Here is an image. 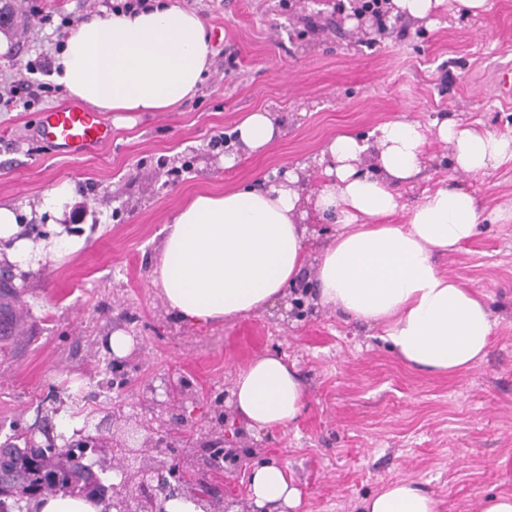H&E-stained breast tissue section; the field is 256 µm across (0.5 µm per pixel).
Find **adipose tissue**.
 I'll return each instance as SVG.
<instances>
[{
	"label": "adipose tissue",
	"mask_w": 512,
	"mask_h": 512,
	"mask_svg": "<svg viewBox=\"0 0 512 512\" xmlns=\"http://www.w3.org/2000/svg\"><path fill=\"white\" fill-rule=\"evenodd\" d=\"M213 54L204 21L161 0L147 11H105L82 20L56 54L52 77L100 112H166L195 95ZM437 137L468 174L512 158V139L488 131L444 122ZM427 141L418 124L395 120L364 139L337 136L313 157L326 178L315 207L340 221L335 241L317 262L315 289L321 303L381 326L384 340L412 369L453 375L482 361L492 333L485 294L436 264L437 255L460 250L478 234L477 200L444 186L426 193L406 223L386 221L400 208L394 185L422 171ZM367 160L368 172L362 169ZM303 220L290 171L266 187L196 195L166 225L152 282L168 310L192 324L265 310L301 275ZM0 238L13 242L9 262L33 268L84 245L61 225L38 240L20 236L15 210L1 204ZM231 396L252 431L285 427L304 406L300 378L278 354L241 370ZM248 491L260 512H289L299 503L297 488L274 462L251 469ZM360 512H441V503L421 484L397 480L364 498Z\"/></svg>",
	"instance_id": "adipose-tissue-1"
}]
</instances>
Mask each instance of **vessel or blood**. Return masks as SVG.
I'll use <instances>...</instances> for the list:
<instances>
[{
    "mask_svg": "<svg viewBox=\"0 0 512 512\" xmlns=\"http://www.w3.org/2000/svg\"><path fill=\"white\" fill-rule=\"evenodd\" d=\"M39 135L55 152L81 156L107 144L112 128L101 113L65 104L43 114Z\"/></svg>",
    "mask_w": 512,
    "mask_h": 512,
    "instance_id": "1",
    "label": "vessel or blood"
}]
</instances>
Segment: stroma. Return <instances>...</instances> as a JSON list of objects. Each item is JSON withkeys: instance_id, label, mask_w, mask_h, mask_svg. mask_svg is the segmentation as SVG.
Returning a JSON list of instances; mask_svg holds the SVG:
<instances>
[{"instance_id": "1", "label": "stroma", "mask_w": 512, "mask_h": 512, "mask_svg": "<svg viewBox=\"0 0 512 512\" xmlns=\"http://www.w3.org/2000/svg\"><path fill=\"white\" fill-rule=\"evenodd\" d=\"M174 2L202 18L215 50L197 93L172 111L113 125L111 144L73 157L48 149L37 129L68 96L51 71L25 65L53 61L56 23H79L105 2L16 0L10 50L0 54V202L15 207L22 236L36 239L56 222L41 209L45 194L70 184L75 202L64 223L85 245L24 268L4 260L0 242V278L21 294L16 331L0 338V443L13 427L74 413L82 434L102 432L99 454L110 457L113 441L150 439L129 417L142 410L143 384L164 377L199 395L195 419L215 432V398L230 394L253 360L279 354L299 374L306 408L284 428L244 433L242 445L253 464L285 468L300 491L295 512H359L363 497L400 479L428 484L444 512H481L487 495L512 493V159L467 174L436 137L445 121L512 137V104L495 84L497 69L512 64V0H488L476 15L445 0L430 20L392 15L381 26L356 15L352 0ZM256 111L278 128L259 152L236 136ZM395 120L429 137L422 174L396 188L401 205L412 209L427 191L454 185L482 211V231L438 258L441 270L487 294L493 322L484 359L456 376L410 368L380 329L313 291L316 260L339 221L314 207L324 177L311 160L336 136ZM228 153L237 157L230 168ZM288 170L300 174L307 212L301 283L264 312L213 325L178 320L152 283L163 227L195 194L270 184ZM116 331L133 341L123 363L134 387L73 412Z\"/></svg>"}]
</instances>
